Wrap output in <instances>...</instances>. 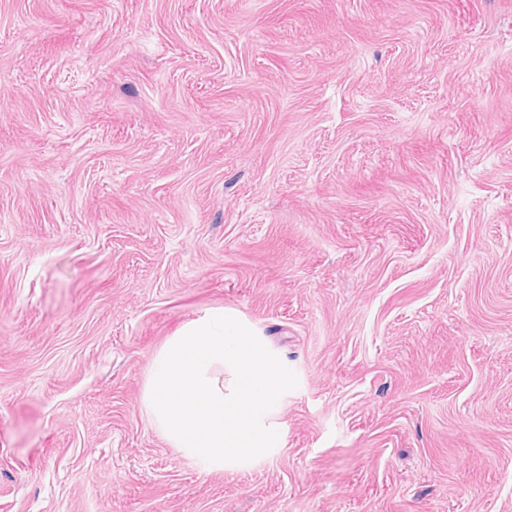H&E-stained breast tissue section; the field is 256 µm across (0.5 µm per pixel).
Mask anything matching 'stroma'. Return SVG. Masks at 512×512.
Wrapping results in <instances>:
<instances>
[{
    "mask_svg": "<svg viewBox=\"0 0 512 512\" xmlns=\"http://www.w3.org/2000/svg\"><path fill=\"white\" fill-rule=\"evenodd\" d=\"M220 308L298 386L206 470ZM0 512H512V0H0Z\"/></svg>",
    "mask_w": 512,
    "mask_h": 512,
    "instance_id": "35a3bbf8",
    "label": "stroma"
}]
</instances>
